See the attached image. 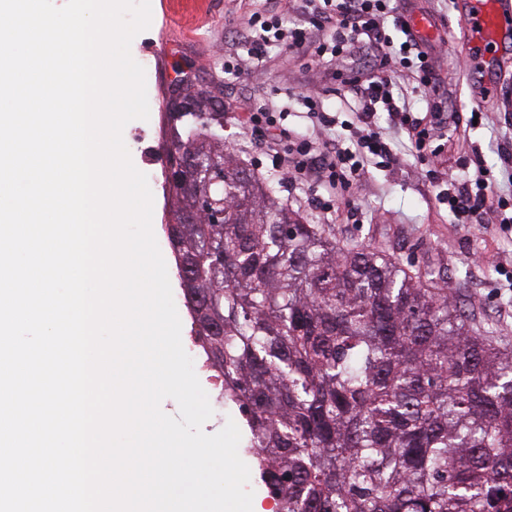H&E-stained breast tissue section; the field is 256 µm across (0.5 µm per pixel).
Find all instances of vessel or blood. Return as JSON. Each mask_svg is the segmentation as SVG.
Segmentation results:
<instances>
[{"label": "vessel or blood", "mask_w": 512, "mask_h": 512, "mask_svg": "<svg viewBox=\"0 0 512 512\" xmlns=\"http://www.w3.org/2000/svg\"><path fill=\"white\" fill-rule=\"evenodd\" d=\"M503 0H469L465 18L470 38L463 47L466 62L512 46V29L503 23Z\"/></svg>", "instance_id": "b4317fda"}]
</instances>
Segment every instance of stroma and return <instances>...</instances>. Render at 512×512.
I'll return each mask as SVG.
<instances>
[{"label":"stroma","mask_w":512,"mask_h":512,"mask_svg":"<svg viewBox=\"0 0 512 512\" xmlns=\"http://www.w3.org/2000/svg\"><path fill=\"white\" fill-rule=\"evenodd\" d=\"M269 0H172L162 10L151 4V23L131 43V55L146 72L149 117L130 121L123 139L137 169L145 173L153 194V231L167 268H174L172 247L162 230L175 210L169 193L166 114L185 100L197 102L203 113L224 115V142L251 171L274 173L265 153V140L246 127L243 113L257 108L287 109L282 121L284 145L296 146L322 136L339 145L353 141L357 101L352 80L368 70L364 53L353 51L329 63L314 64V50L269 48L250 62L245 74L224 70V57L241 50L239 34L245 18L262 10ZM465 0H394L396 11L419 10L435 22L439 39L432 61L438 74L435 99L414 90L411 77L395 74L394 96L417 117L431 107L459 115L457 127L443 130L438 168L463 181L472 177L476 161L490 169L498 191L512 192V167L504 157L512 151V54L499 65L501 99L483 93L487 75L464 68L459 49L464 40ZM315 88L320 109L335 114L337 124L322 133L300 93ZM484 112L481 124L470 125L474 111ZM400 160L385 168L367 167L359 212L348 219L344 210L326 212L305 202V188L279 189L288 206L311 223L325 225L337 241L372 242L394 254L409 271L435 268L452 286V299L468 315L474 328L512 346V290L505 288V272L512 271V239L498 226L479 223L471 229L455 224L446 206L438 203L429 166L411 147L406 131L394 127L387 113L374 117Z\"/></svg>","instance_id":"35a3bbf8"}]
</instances>
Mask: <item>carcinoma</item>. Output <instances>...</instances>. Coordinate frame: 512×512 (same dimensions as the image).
<instances>
[{
	"label": "carcinoma",
	"instance_id": "obj_1",
	"mask_svg": "<svg viewBox=\"0 0 512 512\" xmlns=\"http://www.w3.org/2000/svg\"><path fill=\"white\" fill-rule=\"evenodd\" d=\"M185 109L170 146L224 179L169 237L222 398L278 512H512V349L475 331L428 269L309 224Z\"/></svg>",
	"mask_w": 512,
	"mask_h": 512
}]
</instances>
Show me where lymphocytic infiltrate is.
Here are the masks:
<instances>
[{
  "label": "lymphocytic infiltrate",
  "instance_id": "lymphocytic-infiltrate-1",
  "mask_svg": "<svg viewBox=\"0 0 512 512\" xmlns=\"http://www.w3.org/2000/svg\"><path fill=\"white\" fill-rule=\"evenodd\" d=\"M305 14L313 20L312 27H290L275 14L256 12L247 20L242 44L244 56L227 64L229 73H240L250 60L264 56L269 47L291 50L307 43L317 45V59L339 57L354 49L368 53L373 72L355 79L353 91L358 102L360 127L354 148L336 147L332 139L321 145L297 149L281 170L283 182H313L318 187L339 192L344 208L356 210L363 187L365 164L381 159L384 166L396 165L398 157L383 133L372 120L376 113H389L393 121L406 130L415 148L429 154L433 134L422 118L413 116L399 105L393 93L392 75L409 73L421 94L435 92L438 77L429 56L412 34L404 16L394 11L392 0H301ZM331 28L328 40L314 42V31ZM401 33L402 42H395L394 33ZM486 168H478L474 178L447 180L436 195L447 206L456 223L473 224L478 216L489 214L504 228L512 226V196L494 195Z\"/></svg>",
  "mask_w": 512,
  "mask_h": 512
}]
</instances>
